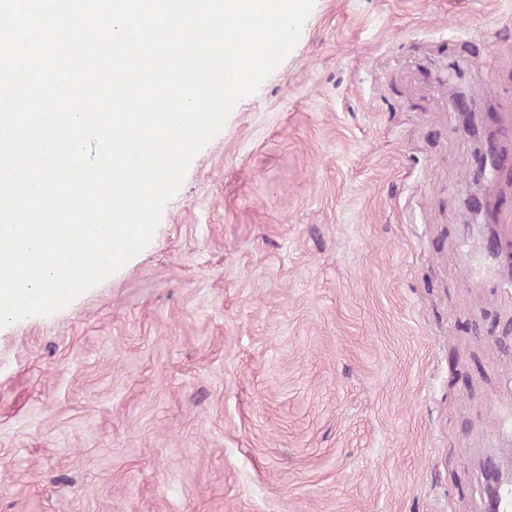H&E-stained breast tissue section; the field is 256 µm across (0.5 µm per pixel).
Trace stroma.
I'll use <instances>...</instances> for the list:
<instances>
[{
	"label": "stroma",
	"mask_w": 512,
	"mask_h": 512,
	"mask_svg": "<svg viewBox=\"0 0 512 512\" xmlns=\"http://www.w3.org/2000/svg\"><path fill=\"white\" fill-rule=\"evenodd\" d=\"M490 461L512 0H314L150 244L0 328V512H484Z\"/></svg>",
	"instance_id": "stroma-1"
}]
</instances>
